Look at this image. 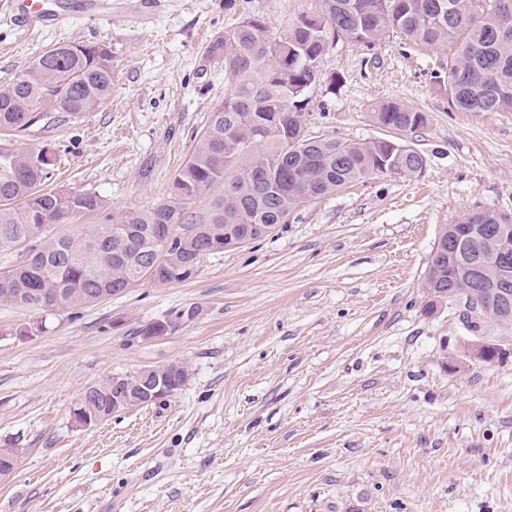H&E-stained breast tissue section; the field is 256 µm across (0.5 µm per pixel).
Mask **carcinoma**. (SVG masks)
<instances>
[{
	"instance_id": "obj_1",
	"label": "carcinoma",
	"mask_w": 512,
	"mask_h": 512,
	"mask_svg": "<svg viewBox=\"0 0 512 512\" xmlns=\"http://www.w3.org/2000/svg\"><path fill=\"white\" fill-rule=\"evenodd\" d=\"M506 0H315L314 8L280 33L247 16L224 29L208 52L224 61V104L209 113L187 162L173 182L170 200L146 210H127L67 236L47 233L105 211L90 192L46 190L54 150L0 146V247L28 244L26 260L0 272V301L36 310H76L95 298L150 281L181 283L196 274L206 249L224 242V228L284 224L301 204L330 195L372 175L411 177L425 156L404 137L429 123V115L402 102L379 104L373 121L388 135L366 143L313 136L304 109L319 81L320 63L335 40L372 47L387 33L426 46H447L448 72L438 85L465 112H512V9ZM39 56L16 80L0 85V129L23 131L50 110L80 115L112 93V54L100 45L66 43ZM204 198L206 209L192 206ZM458 224H512L495 210L468 214ZM169 226L167 264L155 228ZM42 235L34 237L37 231ZM428 301H450L476 285L444 255L423 283ZM175 390L189 372L180 362L160 366ZM113 375L88 387L79 408L100 421L124 410L112 405Z\"/></svg>"
}]
</instances>
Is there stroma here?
I'll return each mask as SVG.
<instances>
[{
  "label": "stroma",
  "mask_w": 512,
  "mask_h": 512,
  "mask_svg": "<svg viewBox=\"0 0 512 512\" xmlns=\"http://www.w3.org/2000/svg\"><path fill=\"white\" fill-rule=\"evenodd\" d=\"M311 0H112L104 18L23 29L0 0V85L60 43L112 53V94L48 112L0 144L54 148L49 188L108 213L165 202L224 101L208 47L246 16L273 31ZM444 49L386 34L323 57L310 133L381 137L375 106L429 115L408 135L420 175L371 176L305 203L270 236L203 259L182 283L141 281L76 311L0 301V512H512V355L463 352L455 306L427 312L443 225L512 213V112H460L435 78ZM173 319L162 338L148 324ZM21 327L30 337H16ZM174 361L181 390L90 427L72 409L115 374Z\"/></svg>",
  "instance_id": "obj_1"
}]
</instances>
